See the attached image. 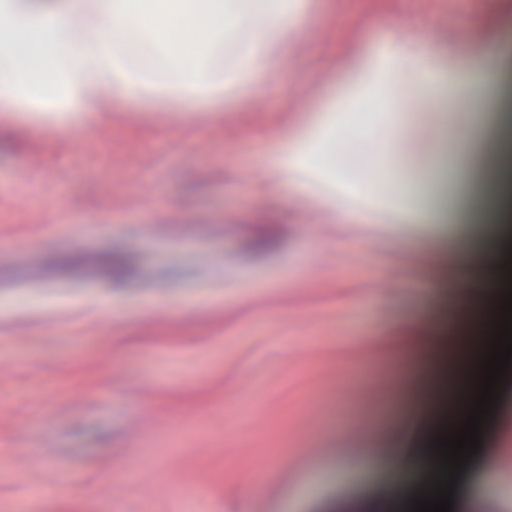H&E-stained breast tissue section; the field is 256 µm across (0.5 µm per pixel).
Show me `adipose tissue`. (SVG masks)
<instances>
[{
  "mask_svg": "<svg viewBox=\"0 0 512 512\" xmlns=\"http://www.w3.org/2000/svg\"><path fill=\"white\" fill-rule=\"evenodd\" d=\"M0 14L11 23L0 48V112L40 109L41 99L50 98L59 83L71 90L67 102L71 109L111 98L118 91L137 93L161 48L174 61V81L187 87L207 86L211 76L196 60L209 43L186 41L182 32L198 29L220 39L225 27L223 0H201L200 5L190 7L174 0L166 16L153 9L125 12L116 9L113 0H95L90 11L83 0H70L62 11L28 8L22 0H0ZM394 53L407 60L421 89L442 97L450 107L464 92L470 95V106H478L473 89L501 81L500 70L492 64L499 54L495 45L473 62L464 83L451 86L434 70L422 67L412 45L396 47ZM481 282V289L463 293L460 300L481 318L480 335L467 343L438 336L432 343L439 372L447 376L450 394L464 411L469 410L476 393L478 372L500 318L502 296L512 289V226L502 225L486 241ZM446 433V425L441 424L404 447L370 448L366 455L373 460L388 459L398 482L405 483L427 470L441 472L436 442ZM497 453L494 432L490 425H483L480 449L457 482L452 512H467L466 488L476 477L492 473Z\"/></svg>",
  "mask_w": 512,
  "mask_h": 512,
  "instance_id": "adipose-tissue-1",
  "label": "adipose tissue"
}]
</instances>
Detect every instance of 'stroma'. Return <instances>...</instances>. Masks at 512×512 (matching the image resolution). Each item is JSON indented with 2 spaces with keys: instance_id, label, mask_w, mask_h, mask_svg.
<instances>
[{
  "instance_id": "1",
  "label": "stroma",
  "mask_w": 512,
  "mask_h": 512,
  "mask_svg": "<svg viewBox=\"0 0 512 512\" xmlns=\"http://www.w3.org/2000/svg\"><path fill=\"white\" fill-rule=\"evenodd\" d=\"M474 20L459 0H300L258 75L235 76L224 44L221 95L0 117V512H368L391 492L362 449L460 418L409 335L443 318L470 334L452 317L457 253L492 230L470 172L504 91H485L480 123L436 100L402 109L368 175L321 157L359 101L408 92L373 73L411 30L450 83L505 44L512 85V0H483L462 40ZM292 148L289 178L274 162ZM404 182L419 211L465 223L404 219ZM112 253L132 278L105 274ZM488 422L496 473L469 512H512V406Z\"/></svg>"
}]
</instances>
